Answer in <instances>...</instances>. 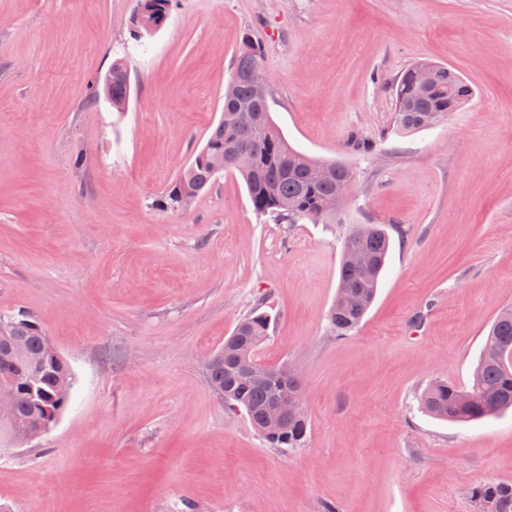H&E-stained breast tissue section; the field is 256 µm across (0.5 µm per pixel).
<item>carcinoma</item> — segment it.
<instances>
[{
    "mask_svg": "<svg viewBox=\"0 0 512 512\" xmlns=\"http://www.w3.org/2000/svg\"><path fill=\"white\" fill-rule=\"evenodd\" d=\"M173 0H138L132 18L135 28L148 24L162 27ZM261 46L245 36L233 73L224 90V110L219 123L192 162L176 177L167 191L168 204L183 203L205 192L220 171L238 172L247 189L254 213L278 224H315L344 221L348 193L355 173L339 160H324L295 149L275 123L269 106L270 94H261L265 74L259 66ZM432 68L433 83L424 87L418 80L421 67ZM104 86L112 108L125 109L130 84L123 63L116 61ZM394 116L391 132L407 135L438 126L448 120L474 95L470 84L447 65L416 62L392 82ZM253 111L242 112L243 106ZM323 167L314 177L311 169ZM391 248V237L383 224H354L345 235L336 287V297L326 315V329L334 336L355 331L374 303L381 274ZM364 253L367 265L351 262ZM271 318L253 311L241 318L224 350H216L204 361L210 386L219 394L229 389L234 397L224 399L232 410H243L252 426L270 444L299 447L306 437L305 417L288 418L279 431L267 432V409L276 395L303 397V380L287 364H264L257 351L268 341ZM47 350L45 333L30 316L12 318L8 334L0 333V380H8L20 369L28 370L34 392L17 389L15 411L35 422L45 409L63 412L72 387L68 363L42 365ZM262 367L265 382L252 381L247 372ZM421 407L437 419L469 423L498 416L512 408V307L501 309L485 338L471 388L437 381L424 389ZM483 512H512V483L488 482L473 491Z\"/></svg>",
    "mask_w": 512,
    "mask_h": 512,
    "instance_id": "cac0c4a2",
    "label": "carcinoma"
}]
</instances>
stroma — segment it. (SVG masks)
Wrapping results in <instances>:
<instances>
[{"label": "stroma", "instance_id": "stroma-1", "mask_svg": "<svg viewBox=\"0 0 512 512\" xmlns=\"http://www.w3.org/2000/svg\"><path fill=\"white\" fill-rule=\"evenodd\" d=\"M136 5L0 0V314L36 319L73 373L49 434L0 438V512H478L473 488L512 483V412L450 423L419 395L471 386L512 305V0H174L140 39ZM249 34L288 141L355 170L344 223L259 218L232 173L166 205ZM118 59L121 113L96 89ZM418 60L475 94L399 137L391 82ZM355 133L373 155L347 149ZM353 224L388 225L392 247L337 337L325 315ZM257 307L260 361L303 372L298 448L206 379Z\"/></svg>", "mask_w": 512, "mask_h": 512}]
</instances>
